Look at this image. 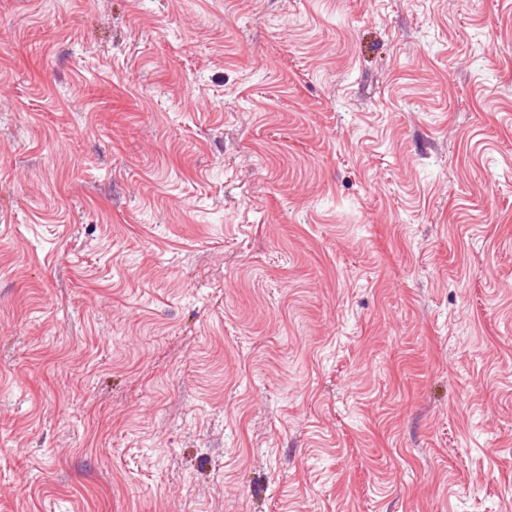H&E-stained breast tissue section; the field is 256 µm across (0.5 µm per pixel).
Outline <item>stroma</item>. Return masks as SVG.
Returning <instances> with one entry per match:
<instances>
[{
    "label": "stroma",
    "mask_w": 512,
    "mask_h": 512,
    "mask_svg": "<svg viewBox=\"0 0 512 512\" xmlns=\"http://www.w3.org/2000/svg\"><path fill=\"white\" fill-rule=\"evenodd\" d=\"M0 512H512V0H0Z\"/></svg>",
    "instance_id": "stroma-1"
}]
</instances>
